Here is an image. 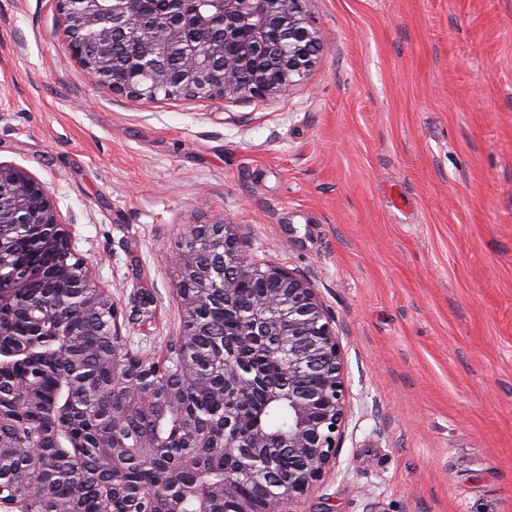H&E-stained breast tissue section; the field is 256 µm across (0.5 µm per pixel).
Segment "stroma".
Masks as SVG:
<instances>
[{"instance_id":"35a3bbf8","label":"stroma","mask_w":512,"mask_h":512,"mask_svg":"<svg viewBox=\"0 0 512 512\" xmlns=\"http://www.w3.org/2000/svg\"><path fill=\"white\" fill-rule=\"evenodd\" d=\"M292 93L92 83L56 0H0V162L53 192L133 349L178 336L182 226L306 276L349 420L296 512H512V0H308Z\"/></svg>"}]
</instances>
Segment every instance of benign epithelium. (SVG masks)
Masks as SVG:
<instances>
[{"instance_id": "benign-epithelium-1", "label": "benign epithelium", "mask_w": 512, "mask_h": 512, "mask_svg": "<svg viewBox=\"0 0 512 512\" xmlns=\"http://www.w3.org/2000/svg\"><path fill=\"white\" fill-rule=\"evenodd\" d=\"M306 0H183L164 13L145 8L146 0H57L68 40L66 50L88 78L115 95L150 104L159 97L273 98L285 96L315 68L322 38L304 9ZM34 253H53L68 269L62 275L49 264H19L13 249L20 231ZM70 225L62 222L56 200L43 181L27 169L0 162V309L12 311L25 325L23 338L7 339L0 324V372L40 350L49 361L64 358L66 371L56 392L41 393L38 375L22 382L0 378V425L9 410L24 408L44 417L42 433L60 439L67 452L54 454L29 437L21 447L26 461L13 477L0 479V512H76L67 504L44 507L43 476L53 470L66 477L90 478L81 452L94 449L103 496L136 459L155 464L162 485L178 486L161 508L138 512H183L188 498L198 512L222 499L226 512H293L336 464L345 433L348 392L344 352L317 289L305 277L275 263L250 261L233 225L225 219L183 232L175 256V290L183 328L164 356L147 359L134 352L123 335L120 312L98 286L92 265L74 252ZM209 259L198 257L199 249ZM255 284L251 297L238 289ZM87 317L105 315L98 365L108 373L112 411L102 417L105 430L75 440L60 432L57 421L83 414L76 393L90 381L86 354L58 317L60 299ZM213 304L241 320L239 345L263 342L278 356L288 384L268 391L269 401L288 408V429L274 433L256 417L241 428L240 400L257 384L235 347L222 341L208 356L191 355L195 337L204 335L203 307ZM177 359L186 383L209 390L214 418L224 435L197 441L175 461L161 459L154 444L132 443L122 431L127 416L147 408L155 396L163 409L181 407V386L166 382L167 363ZM315 374L320 384L309 386ZM221 448L241 467L219 482L179 483L183 471L200 470L209 453ZM286 455L296 466L280 468ZM274 485L260 504L244 496L247 481Z\"/></svg>"}]
</instances>
